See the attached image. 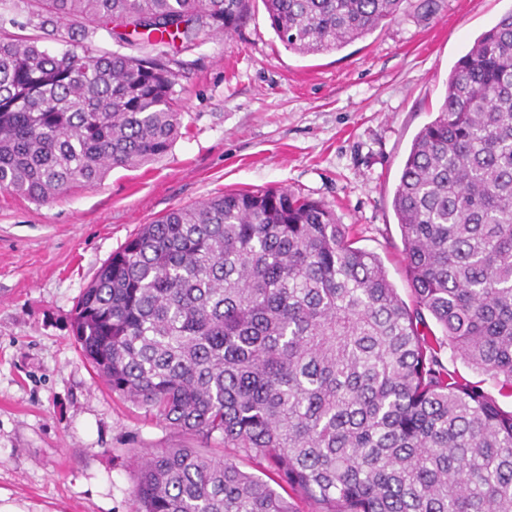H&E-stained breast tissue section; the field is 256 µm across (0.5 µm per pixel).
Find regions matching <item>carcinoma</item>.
I'll return each mask as SVG.
<instances>
[{"label": "carcinoma", "mask_w": 512, "mask_h": 512, "mask_svg": "<svg viewBox=\"0 0 512 512\" xmlns=\"http://www.w3.org/2000/svg\"><path fill=\"white\" fill-rule=\"evenodd\" d=\"M405 0H263L289 50H338ZM252 0H0V190L38 203L163 157L176 72ZM110 28L152 56L9 30ZM407 305L377 255L319 201L226 192L139 231L84 288L74 342L113 394L193 445L138 462L133 512H512V412L443 361L452 346L512 388V11L451 68L394 191ZM441 328L436 334L426 316ZM251 460L259 473L240 468ZM12 31L17 32L19 34H27V35H37L40 37L39 44L46 49L51 54H59L62 53L65 49L70 48V44L66 41H69V37L66 34V39H62L57 35L52 34V26H47V30L44 32L39 29H34L32 26L27 25L23 31L18 29H12Z\"/></svg>", "instance_id": "cac0c4a2"}]
</instances>
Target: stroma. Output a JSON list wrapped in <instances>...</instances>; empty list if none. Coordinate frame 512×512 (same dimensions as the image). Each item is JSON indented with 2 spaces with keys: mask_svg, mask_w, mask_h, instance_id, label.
Returning a JSON list of instances; mask_svg holds the SVG:
<instances>
[{
  "mask_svg": "<svg viewBox=\"0 0 512 512\" xmlns=\"http://www.w3.org/2000/svg\"><path fill=\"white\" fill-rule=\"evenodd\" d=\"M512 0H406L399 17L325 54L289 51L262 0L231 35H199L174 87L182 135L158 161L112 169L48 203L0 190V495L26 512H132L137 462L188 443L123 401L92 371L71 314L112 252L141 225L227 190L286 187L331 208L376 254L405 302L413 295L392 198L419 130L437 115L448 73ZM39 34L49 53L69 42L149 53L106 30ZM449 370L507 412L512 392L453 350Z\"/></svg>",
  "mask_w": 512,
  "mask_h": 512,
  "instance_id": "1",
  "label": "stroma"
}]
</instances>
